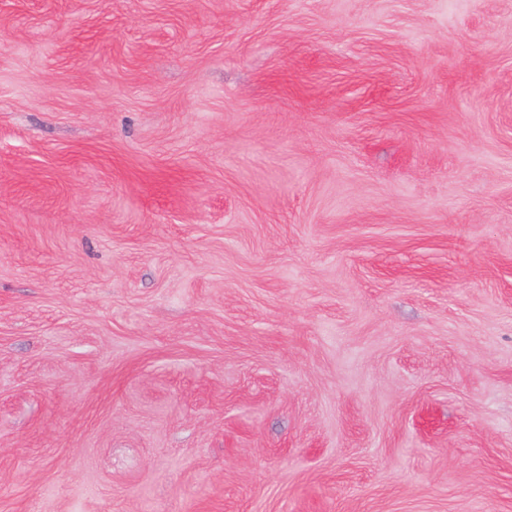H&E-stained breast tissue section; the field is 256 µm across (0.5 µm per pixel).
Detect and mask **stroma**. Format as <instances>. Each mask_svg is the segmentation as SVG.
Listing matches in <instances>:
<instances>
[{
    "instance_id": "35a3bbf8",
    "label": "stroma",
    "mask_w": 512,
    "mask_h": 512,
    "mask_svg": "<svg viewBox=\"0 0 512 512\" xmlns=\"http://www.w3.org/2000/svg\"><path fill=\"white\" fill-rule=\"evenodd\" d=\"M0 512H512V0H0Z\"/></svg>"
}]
</instances>
